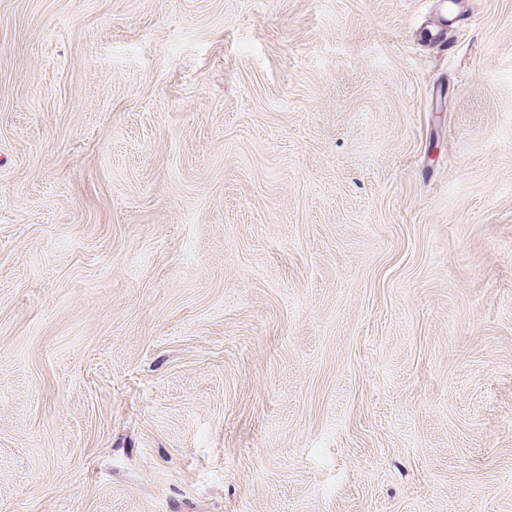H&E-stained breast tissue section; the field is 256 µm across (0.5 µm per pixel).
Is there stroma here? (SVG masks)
I'll use <instances>...</instances> for the list:
<instances>
[{
	"mask_svg": "<svg viewBox=\"0 0 512 512\" xmlns=\"http://www.w3.org/2000/svg\"><path fill=\"white\" fill-rule=\"evenodd\" d=\"M0 0V512H512V0Z\"/></svg>",
	"mask_w": 512,
	"mask_h": 512,
	"instance_id": "35a3bbf8",
	"label": "stroma"
}]
</instances>
